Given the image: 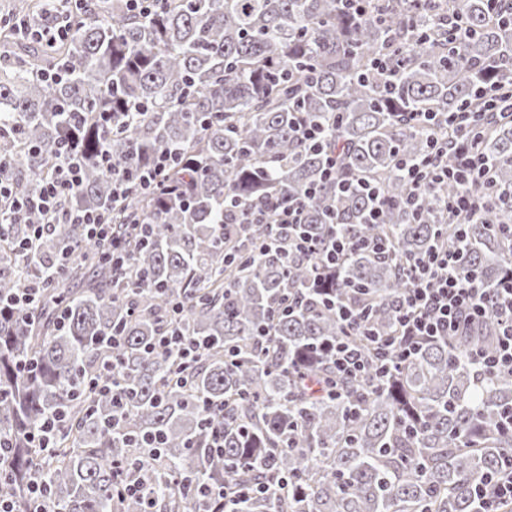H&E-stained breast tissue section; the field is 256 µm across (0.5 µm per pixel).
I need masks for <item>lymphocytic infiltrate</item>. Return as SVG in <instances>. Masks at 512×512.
Here are the masks:
<instances>
[{
  "label": "lymphocytic infiltrate",
  "mask_w": 512,
  "mask_h": 512,
  "mask_svg": "<svg viewBox=\"0 0 512 512\" xmlns=\"http://www.w3.org/2000/svg\"><path fill=\"white\" fill-rule=\"evenodd\" d=\"M474 98L477 114L461 112L447 116L426 157L419 161H401L400 174L407 186L403 200L406 209L417 210L425 194L448 181L464 187L459 195L439 202L440 209L457 223L483 219L499 204V197L489 192L488 162L474 151L473 143L477 138V121L500 117L503 102L512 101V87H481ZM58 158L53 173L41 180L34 193L22 198L16 197L10 180L0 174V201L7 204L6 210H0V232L6 225L21 223L24 214L30 211L39 212L46 218L45 223L33 225L26 237L15 242L12 258L32 263L36 241L55 225L80 224L88 238L107 246L113 269L123 268L126 263L125 239L115 233L111 217L97 211L75 212L66 205L67 199L77 192L83 181L82 163L72 152L70 143L60 145ZM176 162L174 154L168 151L156 155L136 173L114 171L113 190L116 195H123L128 183L132 182L144 192H154L159 188L163 174ZM316 194V188H308L301 200L285 207L267 203L239 206L240 221L263 224L271 218L278 224L303 223L305 212ZM382 247V241L376 238L335 235L318 242L296 233L288 239L285 258L289 261L316 259L333 266L356 250L376 252ZM72 259V251L63 249L54 270L46 276L28 279L19 292L0 298V310L23 312L32 307L42 290L61 284ZM406 279L409 287L398 299L394 331L390 334L368 329L362 313L339 302L335 295L325 294L323 303L336 310L344 335L332 349L330 377L321 381L306 378L308 387L337 397L341 394L339 384L343 381L369 377L376 384H383L401 362L417 353L423 343L455 335L461 328L483 318L491 304L500 312L494 347L487 354H471L470 361L485 375L512 374V270L500 279L496 288L488 289L476 276L464 272L458 251L439 247L422 258L408 261ZM288 487L287 476L280 475L272 482L255 481L216 491L205 489L201 492V512H217L222 503L278 493Z\"/></svg>",
  "instance_id": "1"
}]
</instances>
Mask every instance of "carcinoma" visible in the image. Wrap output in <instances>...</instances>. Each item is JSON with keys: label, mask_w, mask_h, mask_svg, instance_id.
<instances>
[{"label": "carcinoma", "mask_w": 512, "mask_h": 512, "mask_svg": "<svg viewBox=\"0 0 512 512\" xmlns=\"http://www.w3.org/2000/svg\"><path fill=\"white\" fill-rule=\"evenodd\" d=\"M365 15L339 12L337 0H164L149 16L125 0H90L74 13V35L60 45L16 40L10 26L37 16L21 0L0 29L11 42L0 70V161L15 191L25 195L53 169L57 145L68 139L84 161L83 183L67 205L110 211L112 223L151 224L149 245L129 236L128 260L113 270L104 246L80 224H57L36 243L41 267L62 247L76 249L69 270L77 292L43 291L31 318L0 314V435L15 453L0 481V497L27 512V484L39 473L57 512H198L196 485L268 479L261 463L276 449L275 468L295 480L278 495H257L240 512H480L487 478L512 463V436L496 429L512 408V375L487 378L466 359L493 348L498 316L460 336L424 345L393 371L383 387L345 382L341 400L314 397L295 384L304 371L330 373L319 346L343 335L321 302L331 292L388 330L394 303L408 284L403 264L441 241L453 245L457 225L441 223L435 196L456 195L449 182L424 196L413 215L401 205L402 159L416 161L430 143L414 123L420 112H465L482 84L512 82V0H364ZM399 62L390 86L373 60ZM67 64L58 83L41 74ZM141 103L131 114L126 104ZM112 113V129L98 113ZM324 129L341 153L339 177L378 184L388 200L377 224L367 223L371 200L321 181L323 156L296 134L298 116ZM163 149L184 164L165 173V193L134 190L113 201L112 175L100 152L135 170ZM478 149L498 185H512V123L486 125ZM319 185L300 229L380 237L384 253L355 251L339 266L314 271L317 261L285 263L269 243L279 224H227L224 201L270 199L286 206ZM41 215L6 228L0 258ZM512 222L496 211L468 225L462 261L493 288L512 263V243L493 225ZM245 253L255 262L227 264ZM27 273L0 266V296L24 287ZM297 299L282 316L284 296ZM183 312L171 318L170 307ZM67 326H55L58 309ZM210 348L188 383H171L173 357L146 346L168 326ZM270 330L268 341L257 331ZM123 336L112 349L101 339ZM32 358L29 375L17 362ZM117 362L114 394H75L71 384ZM65 410L69 427L53 463L37 471L40 450L31 433ZM224 429V453L210 447ZM158 434L159 456L141 447ZM145 483L147 497L118 500L114 466Z\"/></svg>", "instance_id": "1"}]
</instances>
